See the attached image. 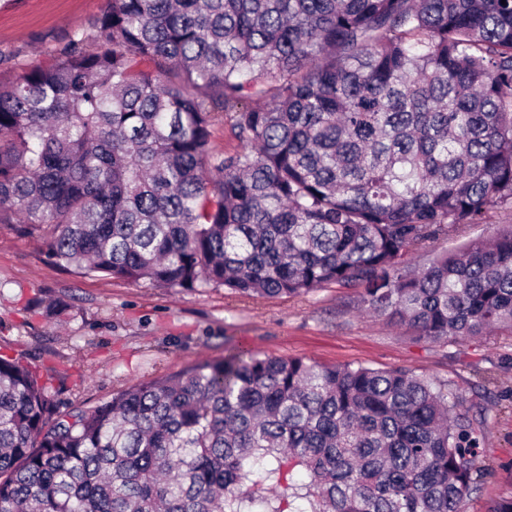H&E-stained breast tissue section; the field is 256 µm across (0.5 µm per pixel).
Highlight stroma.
Returning a JSON list of instances; mask_svg holds the SVG:
<instances>
[{
    "instance_id": "1",
    "label": "stroma",
    "mask_w": 512,
    "mask_h": 512,
    "mask_svg": "<svg viewBox=\"0 0 512 512\" xmlns=\"http://www.w3.org/2000/svg\"><path fill=\"white\" fill-rule=\"evenodd\" d=\"M105 0H0V83L44 61L77 30H91ZM512 224V206L440 237L434 253ZM328 366L407 368L448 382L480 405V489L467 512L512 497V329L446 343L367 315L355 290L245 299L221 288L157 287L65 271L41 232L21 238L0 224V355L35 365L61 409L94 408L145 379L214 362L233 350Z\"/></svg>"
}]
</instances>
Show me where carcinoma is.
Here are the masks:
<instances>
[{"label":"carcinoma","instance_id":"1","mask_svg":"<svg viewBox=\"0 0 512 512\" xmlns=\"http://www.w3.org/2000/svg\"><path fill=\"white\" fill-rule=\"evenodd\" d=\"M511 202L512 0H106L0 85V224L78 274L355 289L459 340L512 328V225L408 256ZM485 420L408 369L245 350L62 414L0 357V512H466ZM209 149L212 153H232L240 150V142L231 132L229 123L217 121L212 129Z\"/></svg>","mask_w":512,"mask_h":512}]
</instances>
